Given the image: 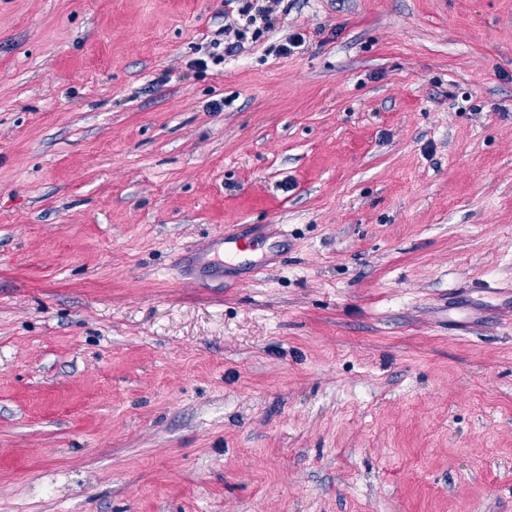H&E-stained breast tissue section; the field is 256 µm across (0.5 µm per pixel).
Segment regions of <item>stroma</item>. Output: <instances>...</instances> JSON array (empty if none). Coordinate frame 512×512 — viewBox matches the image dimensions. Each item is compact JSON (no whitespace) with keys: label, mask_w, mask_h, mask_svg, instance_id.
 <instances>
[{"label":"stroma","mask_w":512,"mask_h":512,"mask_svg":"<svg viewBox=\"0 0 512 512\" xmlns=\"http://www.w3.org/2000/svg\"><path fill=\"white\" fill-rule=\"evenodd\" d=\"M287 5L0 0V512H512V0ZM284 0H226L227 6L232 10H224V26L215 32L217 38H213V45H221L224 40V57H232L242 53L245 49V40L250 27L253 28L251 39L259 37L263 31L274 27L279 7ZM261 2V4H260ZM237 11L239 19L244 20L240 24L238 20H229V13ZM229 20V21H228ZM218 37H222L219 39ZM224 37V39H223ZM244 238L236 232H225L218 241L212 244L209 258L214 266L224 267V264H230L239 252L242 250Z\"/></svg>","instance_id":"1"}]
</instances>
